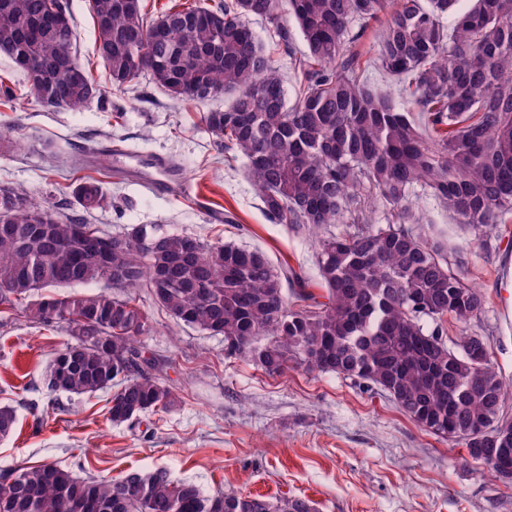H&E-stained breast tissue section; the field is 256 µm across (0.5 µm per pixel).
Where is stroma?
Masks as SVG:
<instances>
[{"label":"stroma","instance_id":"obj_1","mask_svg":"<svg viewBox=\"0 0 512 512\" xmlns=\"http://www.w3.org/2000/svg\"><path fill=\"white\" fill-rule=\"evenodd\" d=\"M76 53L90 66L103 96L79 110L49 109L27 92L23 73L0 54V184L26 188L64 214L75 213L71 188L91 177L109 197L89 218L110 235L146 224L159 235L180 233L206 242H234L264 251L272 263L303 269L320 292L308 236L272 221L255 195L242 159L224 156L201 120L223 109L224 97L185 105L149 77L113 86L97 58L89 0H68ZM106 141L131 154L164 155L183 171L191 195L152 194L97 153L78 172L71 158ZM421 210L449 247L466 253L469 280L486 297L470 331L487 336L493 360L512 383V249L483 251L471 233L434 200ZM220 210L223 223L209 219ZM149 330L141 343L156 376L176 393L166 411L135 424L109 419L112 392L48 393L43 376L69 339L65 325L34 326L21 312L0 315V403L15 407L14 432L0 439V472L55 462L80 478L165 470L204 494L288 496L315 512H512V485L460 462L461 446L421 429L387 395L333 374L294 368L266 375L248 358L227 356L224 339L177 321L140 291ZM448 342L463 329L446 319Z\"/></svg>","mask_w":512,"mask_h":512}]
</instances>
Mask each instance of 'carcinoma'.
<instances>
[{"mask_svg":"<svg viewBox=\"0 0 512 512\" xmlns=\"http://www.w3.org/2000/svg\"><path fill=\"white\" fill-rule=\"evenodd\" d=\"M456 0H218L151 17L142 0H92L98 52L112 84L149 74L186 104L224 96V110L202 120L215 142L246 162L265 212L315 238L325 301L302 271L276 267L258 249L209 244L145 227L112 238L102 266L84 233L106 236L21 187L0 185V310L23 308L34 323L66 325L70 341L54 352L44 377L50 393L92 395L116 387L112 423H133L174 402L171 387L143 357L144 312L136 294L183 324L224 337V352L247 355L268 375L293 367L368 383L424 430L465 451V464L512 484V467L489 463L495 433L512 414L506 383L487 340L443 339L447 317L468 324L486 298L471 284L463 251L449 248L416 202L432 198L473 233L481 249L512 218V0H474L453 30L441 22ZM66 0H0V53L25 56L29 92L50 109L79 110L102 95L90 67L67 73L73 26L35 36L33 26ZM290 16L306 51L294 54ZM274 24L282 55L301 75L288 104L282 75L247 24ZM381 21L374 57L357 48ZM377 65L400 77L396 93L371 87ZM410 104L399 106L396 98ZM79 209L103 208L93 179L73 190ZM384 213V222L375 213ZM334 224L344 225L333 232ZM112 272V287L62 295ZM267 342L257 345L259 337ZM14 407L0 405V437L12 434ZM0 512H313L308 501L233 491L206 496L166 471L111 479L78 478L54 462L0 475Z\"/></svg>","mask_w":512,"mask_h":512,"instance_id":"carcinoma-1","label":"carcinoma"}]
</instances>
